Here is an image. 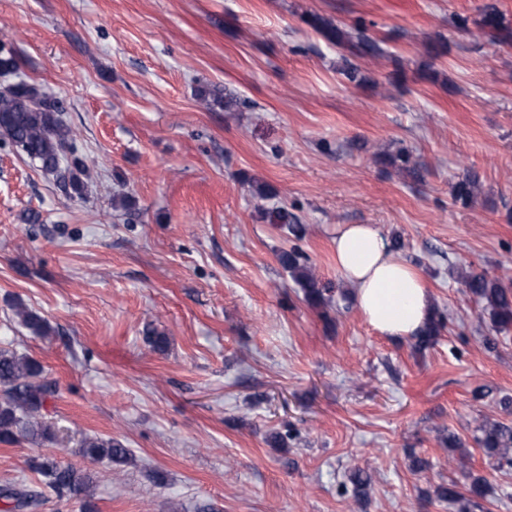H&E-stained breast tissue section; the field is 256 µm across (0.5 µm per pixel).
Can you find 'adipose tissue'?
Returning a JSON list of instances; mask_svg holds the SVG:
<instances>
[{
  "label": "adipose tissue",
  "instance_id": "obj_1",
  "mask_svg": "<svg viewBox=\"0 0 512 512\" xmlns=\"http://www.w3.org/2000/svg\"><path fill=\"white\" fill-rule=\"evenodd\" d=\"M336 266L366 321L389 337L417 335L430 318V297L416 272L373 224H340Z\"/></svg>",
  "mask_w": 512,
  "mask_h": 512
}]
</instances>
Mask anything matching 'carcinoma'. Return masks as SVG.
<instances>
[{
    "label": "carcinoma",
    "instance_id": "obj_1",
    "mask_svg": "<svg viewBox=\"0 0 512 512\" xmlns=\"http://www.w3.org/2000/svg\"><path fill=\"white\" fill-rule=\"evenodd\" d=\"M306 23L326 41L348 49L356 58L386 57L381 41L365 35L361 25L352 33L321 16H310ZM478 29L484 34L505 31L501 14L495 7H486ZM17 68L15 51L0 44V75H10ZM196 96L212 109L224 110L233 105V101L224 97V90L216 86L202 84L196 89ZM64 111L63 99L49 96L27 81L14 82L0 90V130L7 141L44 173L55 176L80 197L85 189L81 175L86 173V157L79 152L72 130L62 119ZM478 190L477 178L467 174L454 184L453 198L466 204L474 200ZM307 261L308 258L295 249L279 255L280 264L301 288L305 300L313 306H321L326 289ZM459 281L481 312L489 315L495 331L507 333L512 329V278L469 268L459 272ZM16 314L20 323L35 336L45 338L55 333L50 322L36 312L19 305ZM444 326L445 319L441 315L429 319L415 336L414 347L422 350L433 346ZM54 392L55 385L46 380L41 363L0 346V442L12 444L21 439L38 445L52 442L54 433L39 420V414L47 397ZM474 442L483 449L491 467L512 468V426L484 424L477 429ZM80 453L92 462L127 464L131 461L129 451L110 438L86 437ZM30 468L41 476L40 489L33 490L23 481L1 485L0 501L5 503L4 512H32L52 495L59 500H78L86 512L92 509L88 501L91 483L88 473L50 458L34 459ZM350 480L357 498L368 495L371 477L366 471L354 470ZM487 489V480L478 476L472 478L465 494L452 479L439 486L437 494L440 499L458 505L459 512H470V507L485 498Z\"/></svg>",
    "mask_w": 512,
    "mask_h": 512
}]
</instances>
